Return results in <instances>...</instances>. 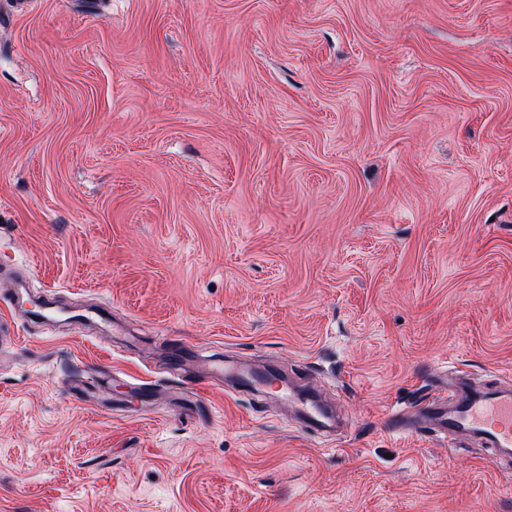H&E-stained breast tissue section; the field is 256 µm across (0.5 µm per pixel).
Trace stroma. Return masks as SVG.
Segmentation results:
<instances>
[{"mask_svg": "<svg viewBox=\"0 0 512 512\" xmlns=\"http://www.w3.org/2000/svg\"><path fill=\"white\" fill-rule=\"evenodd\" d=\"M10 316L0 512H512V453L388 426L512 386V0H0ZM289 406L296 408L312 425L323 428H331L334 425V421L326 416L314 401H308L301 393H289Z\"/></svg>", "mask_w": 512, "mask_h": 512, "instance_id": "1", "label": "stroma"}]
</instances>
